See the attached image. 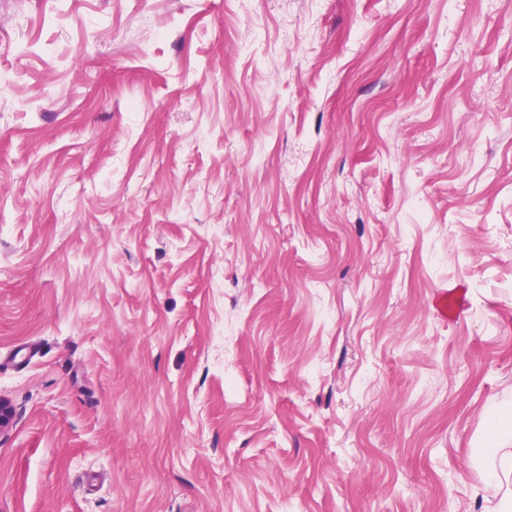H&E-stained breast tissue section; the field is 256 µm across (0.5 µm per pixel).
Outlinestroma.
<instances>
[{
	"label": "stroma",
	"instance_id": "1",
	"mask_svg": "<svg viewBox=\"0 0 512 512\" xmlns=\"http://www.w3.org/2000/svg\"><path fill=\"white\" fill-rule=\"evenodd\" d=\"M0 397V512H493L512 0H0Z\"/></svg>",
	"mask_w": 512,
	"mask_h": 512
}]
</instances>
